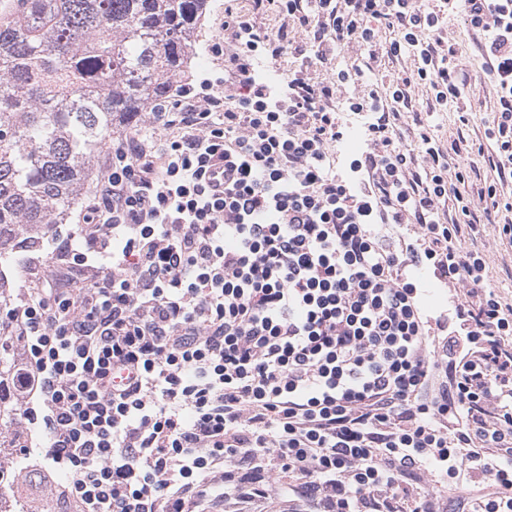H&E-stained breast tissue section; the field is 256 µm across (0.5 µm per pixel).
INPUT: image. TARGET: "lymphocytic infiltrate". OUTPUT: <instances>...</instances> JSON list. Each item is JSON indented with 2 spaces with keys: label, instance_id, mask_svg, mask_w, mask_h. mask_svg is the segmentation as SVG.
<instances>
[{
  "label": "lymphocytic infiltrate",
  "instance_id": "f902f5d3",
  "mask_svg": "<svg viewBox=\"0 0 512 512\" xmlns=\"http://www.w3.org/2000/svg\"><path fill=\"white\" fill-rule=\"evenodd\" d=\"M442 2L497 98L484 140L412 102L464 95L430 0H250L211 47L223 93L180 86L113 143L80 231L51 235L67 281L0 310L77 512H512V301L486 260L512 255V0ZM296 51L410 66L271 87L259 62ZM345 110L365 148L339 170ZM418 266L453 291L445 320Z\"/></svg>",
  "mask_w": 512,
  "mask_h": 512
}]
</instances>
